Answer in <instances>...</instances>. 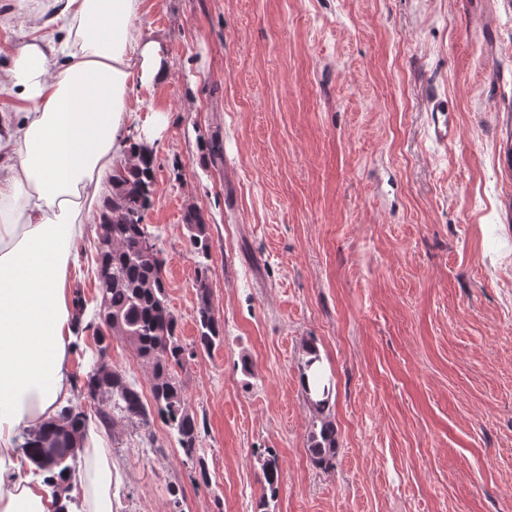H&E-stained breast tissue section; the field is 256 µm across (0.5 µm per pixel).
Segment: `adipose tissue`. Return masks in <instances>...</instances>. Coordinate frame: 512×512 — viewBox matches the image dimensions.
Segmentation results:
<instances>
[{
	"instance_id": "1",
	"label": "adipose tissue",
	"mask_w": 512,
	"mask_h": 512,
	"mask_svg": "<svg viewBox=\"0 0 512 512\" xmlns=\"http://www.w3.org/2000/svg\"><path fill=\"white\" fill-rule=\"evenodd\" d=\"M142 0H38L0 67V512H114L112 450L88 423L66 475L19 446L79 384L70 272L128 147L134 84L169 77L133 21Z\"/></svg>"
}]
</instances>
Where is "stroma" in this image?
Masks as SVG:
<instances>
[{
    "label": "stroma",
    "mask_w": 512,
    "mask_h": 512,
    "mask_svg": "<svg viewBox=\"0 0 512 512\" xmlns=\"http://www.w3.org/2000/svg\"><path fill=\"white\" fill-rule=\"evenodd\" d=\"M169 78L131 93L156 159L144 222L182 344L199 211L224 341L178 377L204 427L196 483L160 421L115 416L114 512H512V0H144ZM457 124L431 140L429 99ZM317 346L336 456L313 464L300 378ZM109 360L143 398L153 370ZM250 373H243L242 362ZM179 486L180 497L170 489ZM498 124L501 131L498 161L502 169L509 175L512 173V114H498ZM191 246V252L197 257L207 258L210 241L207 233V224L199 215H187L185 224ZM265 452L266 456L262 460L261 470L264 481V490L266 493H264L259 506L262 508V512H269L270 509L267 491L270 492L271 500L276 497L278 485L280 483L281 470L277 454L270 449Z\"/></svg>",
    "instance_id": "1"
}]
</instances>
